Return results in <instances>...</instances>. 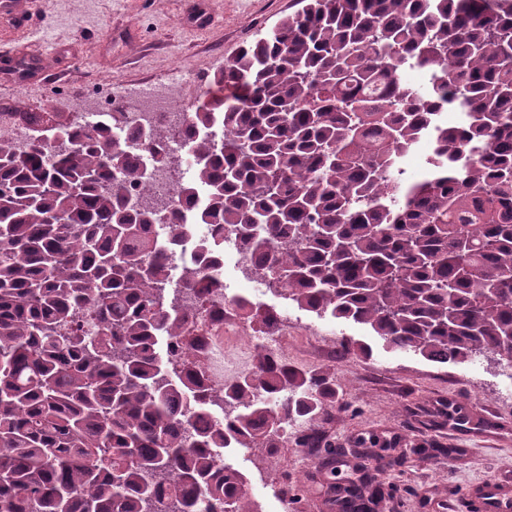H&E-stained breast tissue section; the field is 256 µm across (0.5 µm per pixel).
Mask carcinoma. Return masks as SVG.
<instances>
[{
  "label": "carcinoma",
  "mask_w": 512,
  "mask_h": 512,
  "mask_svg": "<svg viewBox=\"0 0 512 512\" xmlns=\"http://www.w3.org/2000/svg\"><path fill=\"white\" fill-rule=\"evenodd\" d=\"M299 2L213 75L233 96L190 126L220 119L224 146L190 141L179 196L208 186L199 223L299 309L512 369V0ZM412 68L429 83H407ZM56 116L75 149L0 139V512H259L222 451L280 447L327 413L332 384L259 347L254 375L209 387L197 312L170 305L145 233L157 211L128 202L139 159L114 123ZM421 138L415 177L400 162ZM225 241L199 244L183 287L209 293ZM329 490L340 512L381 497Z\"/></svg>",
  "instance_id": "cac0c4a2"
}]
</instances>
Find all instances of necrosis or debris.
<instances>
[{
	"mask_svg": "<svg viewBox=\"0 0 512 512\" xmlns=\"http://www.w3.org/2000/svg\"><path fill=\"white\" fill-rule=\"evenodd\" d=\"M161 127L168 130V137L152 141V133ZM188 128L189 115L174 105L169 86L154 84L135 90L133 109L122 114L117 130L122 147L141 158L150 189L145 197L132 192V205L141 207L150 200L179 208L182 228L175 230L158 223L152 227L153 235L167 242L168 261L172 264L193 255L197 242L211 234L210 225L196 221L198 212L208 203L206 189L197 187L190 200H178L179 184L190 181L192 174L190 169L175 170L170 166L171 159L183 157L187 150ZM245 266V257L237 249H230L221 262L220 287L202 299L186 290L180 295L181 302L195 305L199 310L197 371L219 387L234 382L252 367L248 349L242 348L237 338L242 317L226 292L227 285L232 283L241 289L248 288Z\"/></svg>",
	"mask_w": 512,
	"mask_h": 512,
	"instance_id": "necrosis-or-debris-1",
	"label": "necrosis or debris"
}]
</instances>
